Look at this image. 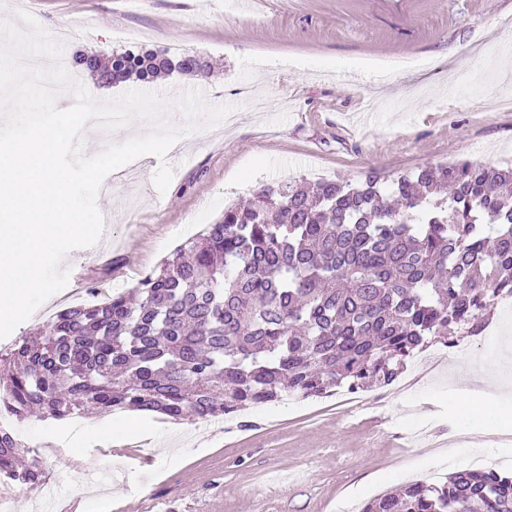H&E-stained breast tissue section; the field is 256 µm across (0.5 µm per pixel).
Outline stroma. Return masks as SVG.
<instances>
[{
    "label": "stroma",
    "mask_w": 512,
    "mask_h": 512,
    "mask_svg": "<svg viewBox=\"0 0 512 512\" xmlns=\"http://www.w3.org/2000/svg\"><path fill=\"white\" fill-rule=\"evenodd\" d=\"M1 13L32 14L47 31L72 28L64 54L124 49L122 29H145L144 50L189 51L212 63L205 77L175 74L151 91L207 89V104H232L235 123L205 139H181L183 164L166 192L145 156L131 178H105L98 207L112 223L98 243L69 252L83 271L50 296L0 350L38 332L43 310L132 290L175 248L197 238L226 206L260 183L318 179L383 182L458 159L512 167V0H10ZM420 67H410V60ZM493 336L458 338L455 362L430 347L377 404L357 411L339 396L251 407L231 419L190 423L116 411L136 429L68 443L69 422L39 412L13 420L28 445L49 443L43 493L13 488L12 512H114L146 501L148 512H345L414 479L461 463L449 440L472 434L470 460L508 459L512 394L491 401V425L468 415L469 363H488L512 384V308L495 303ZM95 467L79 466L78 457Z\"/></svg>",
    "instance_id": "stroma-1"
}]
</instances>
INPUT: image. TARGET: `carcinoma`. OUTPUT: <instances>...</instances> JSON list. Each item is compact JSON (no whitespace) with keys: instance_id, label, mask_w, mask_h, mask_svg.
I'll return each instance as SVG.
<instances>
[{"instance_id":"1","label":"carcinoma","mask_w":512,"mask_h":512,"mask_svg":"<svg viewBox=\"0 0 512 512\" xmlns=\"http://www.w3.org/2000/svg\"><path fill=\"white\" fill-rule=\"evenodd\" d=\"M190 52L114 51L104 85L204 76ZM124 293L58 311L0 356V415L136 410L208 421L286 394L393 383L415 354L477 334L512 295V168L421 167L261 185ZM42 461L0 426V477L41 486ZM361 512H512V474L460 469Z\"/></svg>"}]
</instances>
